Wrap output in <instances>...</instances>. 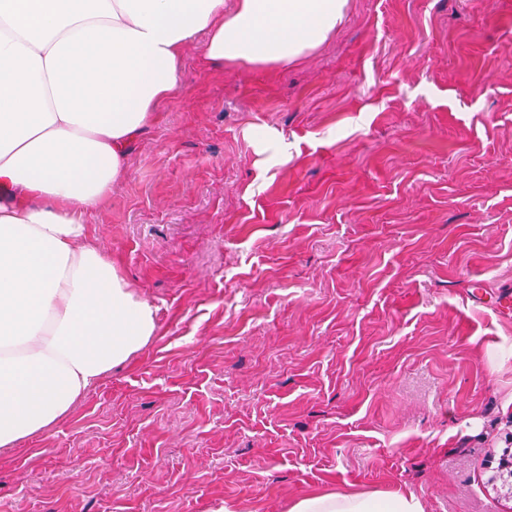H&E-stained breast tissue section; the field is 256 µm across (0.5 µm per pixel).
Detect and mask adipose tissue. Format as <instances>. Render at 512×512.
I'll list each match as a JSON object with an SVG mask.
<instances>
[{"label":"adipose tissue","mask_w":512,"mask_h":512,"mask_svg":"<svg viewBox=\"0 0 512 512\" xmlns=\"http://www.w3.org/2000/svg\"><path fill=\"white\" fill-rule=\"evenodd\" d=\"M348 0H0V449L44 431L156 331L155 308L87 245L182 54L238 66L319 48ZM289 512H423L401 491H328Z\"/></svg>","instance_id":"1"}]
</instances>
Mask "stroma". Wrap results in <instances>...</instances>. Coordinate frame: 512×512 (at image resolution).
<instances>
[{
    "mask_svg": "<svg viewBox=\"0 0 512 512\" xmlns=\"http://www.w3.org/2000/svg\"><path fill=\"white\" fill-rule=\"evenodd\" d=\"M88 226L156 334L0 452V512H512V0H349L283 65L188 46ZM253 140L257 151L259 153H270V159L282 154L281 138L274 130H259L255 133ZM289 512H423V506L401 491H328L294 501Z\"/></svg>",
    "mask_w": 512,
    "mask_h": 512,
    "instance_id": "obj_1",
    "label": "stroma"
}]
</instances>
